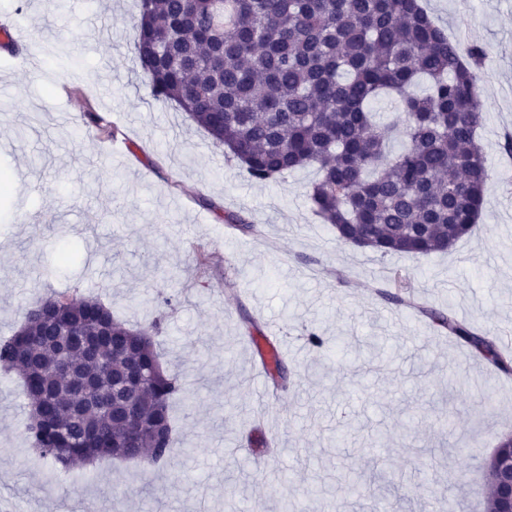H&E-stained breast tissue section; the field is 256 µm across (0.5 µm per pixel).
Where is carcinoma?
<instances>
[{"label": "carcinoma", "instance_id": "cac0c4a2", "mask_svg": "<svg viewBox=\"0 0 512 512\" xmlns=\"http://www.w3.org/2000/svg\"><path fill=\"white\" fill-rule=\"evenodd\" d=\"M135 50L152 96L175 103L249 180L275 182L317 167L308 200L336 238L381 255L446 252L480 218L489 180L478 131L486 50L448 38L422 0H140ZM394 97L398 116L371 106ZM401 142L398 151L390 141ZM425 313L505 374L512 352L458 319ZM162 318L129 327L95 298H45L0 341V367L17 369L29 400L24 441L67 471L103 459L147 467L176 453L170 417L184 387L163 369ZM118 376L144 374L140 411L79 419L75 386L100 359ZM276 387L284 360L270 364ZM342 483L387 512L391 490L347 474Z\"/></svg>", "mask_w": 512, "mask_h": 512}]
</instances>
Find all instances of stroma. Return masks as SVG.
<instances>
[{"instance_id":"obj_1","label":"stroma","mask_w":512,"mask_h":512,"mask_svg":"<svg viewBox=\"0 0 512 512\" xmlns=\"http://www.w3.org/2000/svg\"><path fill=\"white\" fill-rule=\"evenodd\" d=\"M449 36L486 47L479 137L489 162L485 210L445 253L379 255L344 244L312 212L307 167L267 184L214 147L174 103L151 96L137 58L136 0H0L29 39L0 59V338L53 293L95 296L130 324L163 314V367L181 452L146 468L108 460L69 472L23 442L28 401L0 369V512H368L345 499L351 470L407 487L396 512L435 496L485 512V461L512 433V376L496 371L418 311L376 298L403 284L417 303L454 309L491 336L512 337V0H423ZM103 115L107 144L85 131ZM244 215L255 229L225 224ZM172 304L160 308L162 297ZM280 326L288 381L260 406L253 336ZM326 340L306 343L309 332ZM384 337L388 362L356 361ZM319 495L306 496L308 486Z\"/></svg>"}]
</instances>
